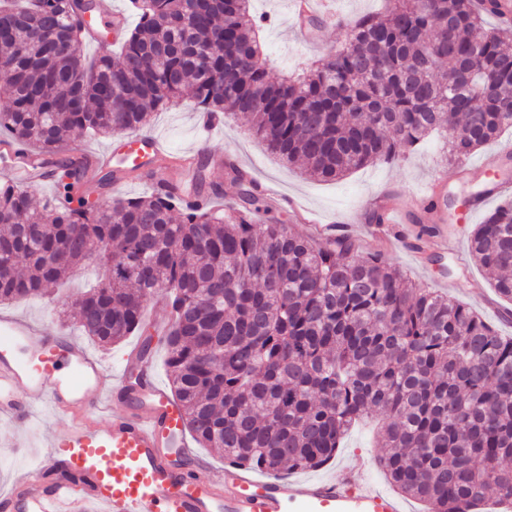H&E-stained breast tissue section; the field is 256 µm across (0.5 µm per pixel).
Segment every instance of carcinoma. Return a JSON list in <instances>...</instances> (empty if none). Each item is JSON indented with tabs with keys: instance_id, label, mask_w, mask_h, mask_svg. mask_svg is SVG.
Here are the masks:
<instances>
[{
	"instance_id": "carcinoma-1",
	"label": "carcinoma",
	"mask_w": 512,
	"mask_h": 512,
	"mask_svg": "<svg viewBox=\"0 0 512 512\" xmlns=\"http://www.w3.org/2000/svg\"><path fill=\"white\" fill-rule=\"evenodd\" d=\"M135 26L88 60L81 0H0V134L55 160V193L33 207L0 182V303L46 295L91 258L109 276L74 319L99 346L152 336L146 305L166 294L172 392L195 440L269 474L313 470L377 412L378 464L428 512L512 497V339L430 288H409L381 255L265 224L254 181L227 208L168 192L93 204L80 166L56 155L76 134L122 135L179 105L244 114L273 153L337 179L396 162L453 130L457 161L512 127V26L485 27L500 0H393L356 18L347 40L295 77H269L250 0H129ZM512 300V201L469 238Z\"/></svg>"
}]
</instances>
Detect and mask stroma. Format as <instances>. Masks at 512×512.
<instances>
[{
	"label": "stroma",
	"instance_id": "35a3bbf8",
	"mask_svg": "<svg viewBox=\"0 0 512 512\" xmlns=\"http://www.w3.org/2000/svg\"><path fill=\"white\" fill-rule=\"evenodd\" d=\"M253 7L255 13L269 15L272 20L262 36L267 44L268 72L275 79L308 68L344 42L348 35L347 27L334 24L324 31L322 49L310 50L298 42L288 16L287 0H253ZM199 118V113L184 104L166 112L153 113L146 130L159 134L176 152H202L209 157L232 158L249 172L255 184L278 183L286 194L314 209L329 223L337 216L361 211L370 196L378 192L391 195L397 206L409 205L420 188L441 179L446 183L451 203L449 220L438 225L437 232L450 235L457 228L456 218L477 190L475 184L458 180L454 164L445 161L443 147L451 136L447 130L415 150L404 151L396 163L377 162L340 179L325 181L310 176L303 165L288 164L271 154L264 142L253 134L243 115H220L218 125L204 142L199 139ZM76 190L89 200L101 203L143 195L149 192L150 185L143 172L125 168L117 173L115 183L84 178ZM385 230L386 240H378L377 236L365 231L357 234L355 240L362 251L382 254L391 265L402 268L410 286L447 293L482 314L502 335L512 336V302L503 301L495 294L486 273L471 256H464L459 262L447 255L419 260L407 246L408 239L414 238L418 231L416 224L410 221L397 226L389 224ZM105 275L102 268L79 269L64 283L53 287L48 297L0 304V313L19 316L45 334L76 333L68 304L80 298L90 283ZM65 424V419L43 408L37 409L23 427L0 418V490L8 488L27 466L41 459L46 435ZM382 454L383 449L371 427L360 426L346 437L335 457L316 469L315 474L338 477L343 466L355 456L364 455L375 460Z\"/></svg>",
	"mask_w": 512,
	"mask_h": 512
}]
</instances>
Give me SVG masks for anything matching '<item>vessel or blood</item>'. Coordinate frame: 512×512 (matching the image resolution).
I'll return each instance as SVG.
<instances>
[{
    "label": "vessel or blood",
    "mask_w": 512,
    "mask_h": 512,
    "mask_svg": "<svg viewBox=\"0 0 512 512\" xmlns=\"http://www.w3.org/2000/svg\"><path fill=\"white\" fill-rule=\"evenodd\" d=\"M290 17L302 42L316 46L323 23L336 13L331 0H291ZM84 19L89 43H114L123 34L125 16L112 0H89ZM0 154L14 159L26 181L46 184L53 177L51 165L31 159L17 141L0 142ZM510 154L506 146L489 160L459 164L458 177L482 182L460 223H471L507 188L496 170ZM118 161L147 170L151 184L178 196L183 184L170 177V168L188 174L196 166L195 156L173 155L159 136L138 133L87 164L109 172ZM434 192L431 186L420 190L415 205L423 220L441 224L447 215L435 209ZM116 392L126 398V411L99 422ZM40 407L58 416L83 415L86 423L48 437L44 462L0 496V512H406L400 497L368 479L370 463L361 458L340 478L262 479L232 464L211 475L190 446L179 401L157 383L152 361L130 352L114 375L72 336H40L18 318L1 315L0 415L23 423Z\"/></svg>",
    "instance_id": "vessel-or-blood-1"
}]
</instances>
